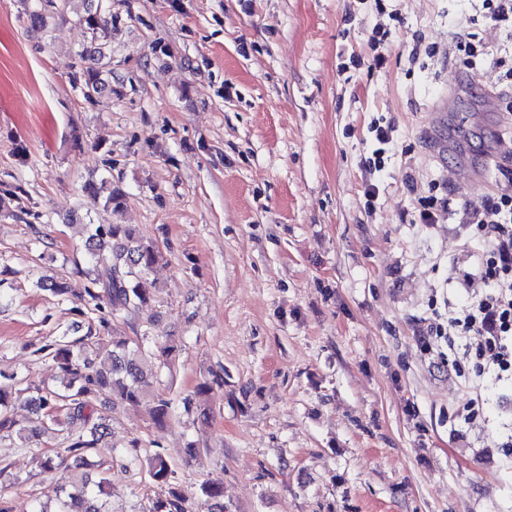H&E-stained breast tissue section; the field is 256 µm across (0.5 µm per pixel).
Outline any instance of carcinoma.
<instances>
[{
  "label": "carcinoma",
  "instance_id": "1",
  "mask_svg": "<svg viewBox=\"0 0 512 512\" xmlns=\"http://www.w3.org/2000/svg\"><path fill=\"white\" fill-rule=\"evenodd\" d=\"M88 2L85 14L77 21L90 33L95 47L90 56L78 53L73 84L89 101L94 93L112 85L102 78L99 63L112 51L104 38L112 27L113 15L112 0ZM57 13L51 0H35L25 16L30 27L44 30ZM21 193V185L0 182V217L12 215L9 204ZM86 229L85 249L92 268L77 269L84 277L83 287L76 290L63 277L41 282V287L60 301L77 298L75 312L90 317L85 332L80 336L67 331L46 336L34 350L39 359L54 364L55 384L39 387L19 380L0 385V432H15L22 447L37 452L43 471L60 476L61 495L54 512H107L105 498L112 494V483L106 472L93 476L81 468L88 457L102 450V440L110 431L102 408L112 399L144 408L158 426L166 425L176 410L173 399L156 391V376L147 373L144 365L156 358L160 364L170 365L178 344L173 340L161 343L147 333L133 338L114 331L115 320L147 307L150 294L142 288V280L166 256L130 224H88ZM209 391L208 383L200 384L195 397L182 401L185 411L194 408L201 417H208L202 396ZM22 397L31 414L24 424L13 414ZM48 429L61 435V448L53 454L40 448L41 434ZM129 454L135 462L146 461L151 478L168 486V496L144 512H188V497L171 483L173 470L162 453L151 452L134 440ZM200 491L215 502L216 512H224L222 485L205 482Z\"/></svg>",
  "mask_w": 512,
  "mask_h": 512
}]
</instances>
